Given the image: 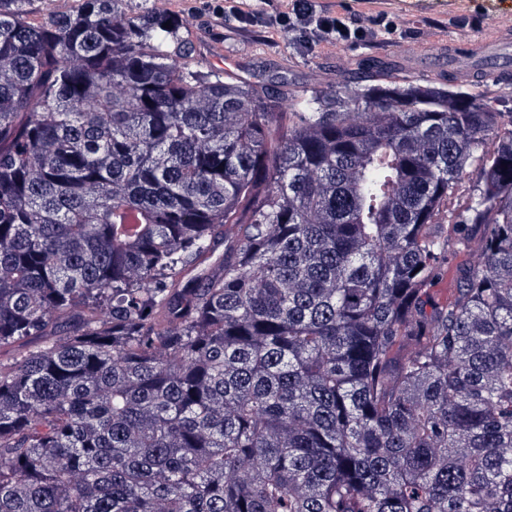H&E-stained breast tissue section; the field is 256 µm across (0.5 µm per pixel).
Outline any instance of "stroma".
I'll return each mask as SVG.
<instances>
[{"instance_id":"stroma-1","label":"stroma","mask_w":512,"mask_h":512,"mask_svg":"<svg viewBox=\"0 0 512 512\" xmlns=\"http://www.w3.org/2000/svg\"><path fill=\"white\" fill-rule=\"evenodd\" d=\"M337 12L366 28L364 38L331 46L298 32L233 19L215 21L202 0H126L129 12L160 9L189 20L182 36L193 57L224 76L263 82L275 93L323 90L336 78L356 77L423 85H466L491 94L499 110L512 113V75L486 76L480 61L458 62L460 40L492 43L512 39V0H394L381 12L361 0H333Z\"/></svg>"}]
</instances>
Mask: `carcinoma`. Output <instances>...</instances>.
I'll return each instance as SVG.
<instances>
[{
  "mask_svg": "<svg viewBox=\"0 0 512 512\" xmlns=\"http://www.w3.org/2000/svg\"><path fill=\"white\" fill-rule=\"evenodd\" d=\"M30 2L0 0V512H512L492 99L279 100L186 18ZM476 249L477 245L473 243L470 251H461L454 256L452 261L448 264V272L445 273L434 287V292L437 295L441 298H450L456 293L457 288H459L457 268L471 262Z\"/></svg>",
  "mask_w": 512,
  "mask_h": 512,
  "instance_id": "1",
  "label": "carcinoma"
}]
</instances>
